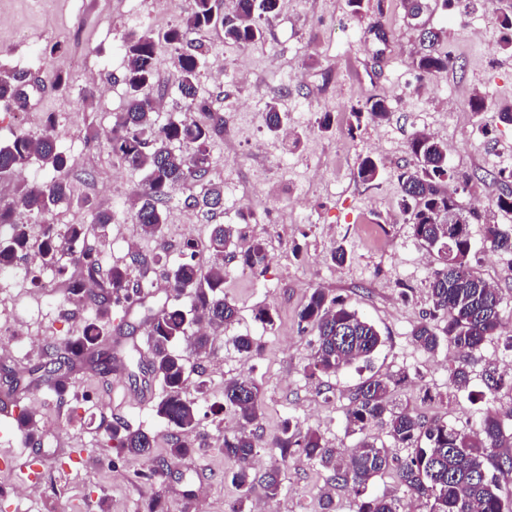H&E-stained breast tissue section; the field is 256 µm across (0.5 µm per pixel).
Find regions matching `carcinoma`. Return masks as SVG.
<instances>
[{
    "instance_id": "obj_1",
    "label": "carcinoma",
    "mask_w": 512,
    "mask_h": 512,
    "mask_svg": "<svg viewBox=\"0 0 512 512\" xmlns=\"http://www.w3.org/2000/svg\"><path fill=\"white\" fill-rule=\"evenodd\" d=\"M192 12L183 21L162 34V39L175 47L178 91L195 112L193 117L157 121V111L146 90L153 84L157 68V42L152 31L124 38L123 83L127 88L124 108L114 113L106 140L109 153L120 165L144 172L142 182L134 190L135 206L131 219L140 233L156 237L165 224V206L186 183L200 185L201 191L184 199V205L206 214L224 208V187L210 178V145L224 135V115L212 100L199 92L202 46L190 35L205 28H219L224 40L247 47L262 37V23L275 17L281 0H233L232 8H221L222 0H194ZM433 39L423 42V51L415 61L418 78L432 81L457 67L458 59L442 46L441 32L430 30ZM30 73L13 70L0 73V101H10L23 109L27 104L25 87ZM393 115L391 100L384 95H371L349 113V130L364 122L387 123ZM266 123L276 132L283 115L276 101L267 105ZM413 165L397 174L400 187V209L415 241L436 252L427 288L430 308L411 336L417 347L434 354L446 343L458 350L462 360L449 367L453 385L462 389L470 382L467 357L496 336L502 321L503 299L471 264L476 254L471 225L482 221V215L463 211L448 190V182L471 177L448 165V144L423 132L409 142ZM39 160L54 171L43 182L22 186L17 196L0 202V274L12 270L17 259L30 254L29 225L21 222L19 211L38 218L71 196L68 157L46 133L40 137L18 136L0 148V174H12ZM502 192L493 201L496 209L512 215V172H498ZM382 176L378 162L364 157L357 170L358 179L372 184ZM244 235L233 224H217L206 249L211 255L207 266L195 262L197 242L186 240L182 260L168 275L169 288L188 299L190 307L162 305L154 309L146 305L145 296L134 286V276L144 277L160 261V257L134 254L131 263L104 266L101 246L106 235L91 243L85 224L43 225L42 239L36 257L45 266H55L57 256L67 248H79L75 270L57 267L65 285L63 301L93 310L80 335L47 347L43 359L28 370V384H45L62 392L67 373L78 361L98 367L112 362L124 363L122 346H107L105 341L124 324L112 326V314L119 307L128 316L136 309L143 312L142 323L150 336L149 357L143 370L158 381L163 395L154 406L156 416L174 430L167 458L168 466L194 447L190 438L199 417V406L183 397L187 380L189 354L206 348L214 333L234 323L238 316L235 303L224 296V255L240 258L242 264L257 276L268 268V256L261 241L240 246ZM482 246L504 255H512V229L484 223ZM298 321L314 333V353L309 373H337L359 361L368 360L381 346L382 338L375 325L346 306L344 301L329 297L322 288L314 289L298 313ZM205 324L207 330L188 334L189 324ZM185 342L186 348L178 347ZM409 374L373 375L358 383L349 397L346 420L355 432H364L373 422L385 425L389 445L379 444L363 436L350 450L338 451L328 446L317 431L302 429L298 423L284 421L271 441L264 443L257 428L263 416L260 389L251 378L232 379L224 384V407L211 410L214 415L224 410L234 413L238 430L224 437V455L234 463L232 483L240 492L241 512L249 493L260 484L266 498L273 500L282 490L281 471L267 470L254 474L252 460L259 448L277 450L280 457L298 453L317 462L331 472L330 479L349 490L357 501V512H403L401 502L393 496L375 495L369 485L375 478L391 474L412 496L421 502L424 512H504L497 493L499 475L512 471V433L504 430L502 419L491 413L484 415L475 429L458 428L438 419H425L393 405L396 387L406 382ZM484 395L496 398L505 386L512 389V375L488 364L482 372ZM106 433L112 447L126 459L148 458L153 438L142 429H133L122 421L110 424ZM404 448L407 454L394 452Z\"/></svg>"
}]
</instances>
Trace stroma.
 <instances>
[{
  "instance_id": "obj_1",
  "label": "stroma",
  "mask_w": 512,
  "mask_h": 512,
  "mask_svg": "<svg viewBox=\"0 0 512 512\" xmlns=\"http://www.w3.org/2000/svg\"><path fill=\"white\" fill-rule=\"evenodd\" d=\"M194 0H166V19L154 18L155 0H0V40L15 55H37L42 67L26 86L33 118L11 119V105L0 104V147L21 134L52 131L70 158L73 203L53 209V224H87L94 210L112 211L114 222L102 249L105 265L128 262L130 253L166 256L180 261L185 237L207 241L212 225L241 224L239 214L255 204L258 222L241 224L247 238L262 240L271 258L264 276L240 277L241 264L224 261V294L239 311L229 328L219 331L210 348L189 358L183 389L202 417L191 452L167 468L154 462L124 459L107 444L105 425L119 419L155 438L156 459L166 456L171 431L154 413L162 394L159 382L144 373L130 375L122 367L107 371L76 363L67 375L65 396L49 387L26 386L28 368L40 361L43 347L77 335L88 309L63 308L62 283L43 266L19 264L0 275V325L16 337L0 345V512H147L160 501L163 512H230L239 492L222 451L224 439L237 427L233 413L209 415L223 402L224 384L248 377L260 387L264 415L258 432L271 440L285 419L317 430L337 448H350L358 436L346 423L352 387L371 373L410 369L411 379L395 389L398 407L440 419L460 428L476 424L486 413L512 410V390H501L493 402L481 399V370L486 362H512V264L480 245L483 227H471L479 248L473 265L503 298L504 317L498 336L469 358L468 388L452 387L448 366L458 360L454 347L437 354L418 348L413 327L430 306L428 271L416 264L427 251L410 235L409 226L394 221L399 186L390 173L411 163L408 150L414 132L424 131L448 145V163L469 174L458 185L463 208L483 203L485 216L502 228L512 218L492 206L500 192L497 159H512V126L500 123L495 105L512 101V53L502 48V29L493 0H476L469 9L448 10L432 4L424 19L443 33L442 43L459 64L446 75L417 84L413 63L420 49L419 28L402 0H368V9L351 14L346 0H283L279 14L265 25V36L242 48L225 42L218 30L194 34L205 55L199 88L224 119L240 127L236 141L217 138L210 147L211 173L224 185V209L213 215L186 208L185 195L170 199L160 236H143L129 218L131 192L144 174L113 161L105 134L121 111L126 90L121 38L149 29L164 32L188 16ZM387 30V43L369 32L373 22ZM158 66L150 95L166 110L160 121L183 116L177 90L175 52L157 46ZM65 86L53 88L55 74ZM98 86L83 94L86 78ZM488 98L491 109L477 115L468 100ZM373 94L392 98L390 123H362L347 131L352 106ZM278 97L284 123L293 135L283 142L268 130L266 105ZM332 126L320 128L323 115ZM373 157L386 174L374 185L361 183L357 168ZM351 256L342 267L330 263L336 242ZM344 299L380 330L383 343L370 362H357L336 375L308 379L313 336L298 323V313L313 289ZM271 310L273 324L259 318ZM251 336L258 354L246 357L231 339ZM34 414L38 435L28 441L17 431L20 412ZM280 467L281 495L266 501L254 488L244 512L266 505L268 512H319L323 493H331L333 512H355L352 496L331 483L326 470L295 455L260 449L256 472Z\"/></svg>"
}]
</instances>
